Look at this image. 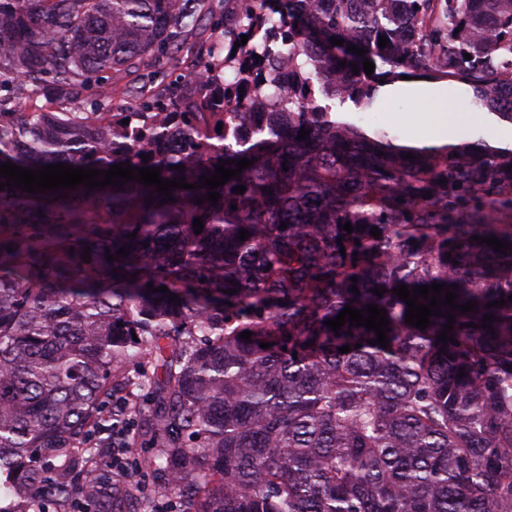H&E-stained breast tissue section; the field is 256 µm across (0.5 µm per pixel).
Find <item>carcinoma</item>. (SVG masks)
I'll list each match as a JSON object with an SVG mask.
<instances>
[{
  "mask_svg": "<svg viewBox=\"0 0 512 512\" xmlns=\"http://www.w3.org/2000/svg\"><path fill=\"white\" fill-rule=\"evenodd\" d=\"M211 2L0 0V80L22 91L0 95V165L126 162L195 185L166 204L132 180L0 191V472L15 477L0 512L32 499L61 512L75 486L113 512L127 479L90 465L111 448L90 439L112 398L142 387L146 429L125 448L158 449L145 494L183 512H512V150L399 145L314 90L367 112L383 82L447 80L512 123V0H249L213 19L203 59ZM267 39L293 48L288 76ZM174 46L194 96L154 80ZM46 86L54 110L37 105ZM93 86L112 111L85 109ZM259 105L277 115L262 122ZM172 128L176 154L159 150ZM244 158L217 204L197 203L201 176ZM434 282L476 311L406 323L393 289ZM369 304L387 311L384 348L364 326L324 324Z\"/></svg>",
  "mask_w": 512,
  "mask_h": 512,
  "instance_id": "obj_1",
  "label": "carcinoma"
}]
</instances>
